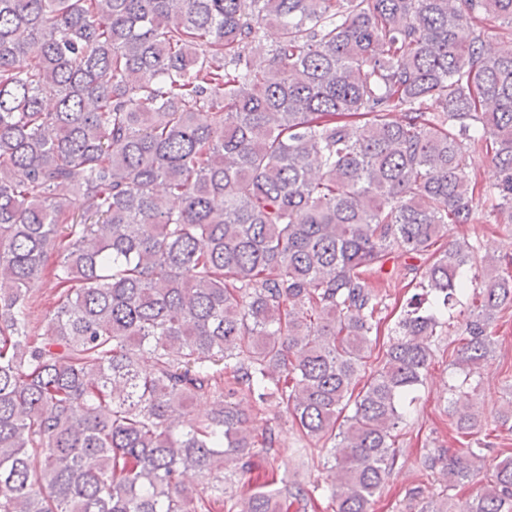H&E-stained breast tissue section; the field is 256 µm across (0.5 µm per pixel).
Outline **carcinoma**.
Wrapping results in <instances>:
<instances>
[{"instance_id": "obj_1", "label": "carcinoma", "mask_w": 512, "mask_h": 512, "mask_svg": "<svg viewBox=\"0 0 512 512\" xmlns=\"http://www.w3.org/2000/svg\"><path fill=\"white\" fill-rule=\"evenodd\" d=\"M486 209L512 236V0H0V512H369L448 329L466 454L424 456L444 483L411 496L512 512V456L484 472L512 401L489 422L471 383L512 252L443 241ZM403 256L422 293L369 366L370 274ZM284 414L301 455L331 447L324 481L278 477ZM259 453L271 490L226 491ZM53 261L49 260L42 279L32 288V294L35 299V315L42 319L47 311H49L54 302V278L52 274Z\"/></svg>"}]
</instances>
